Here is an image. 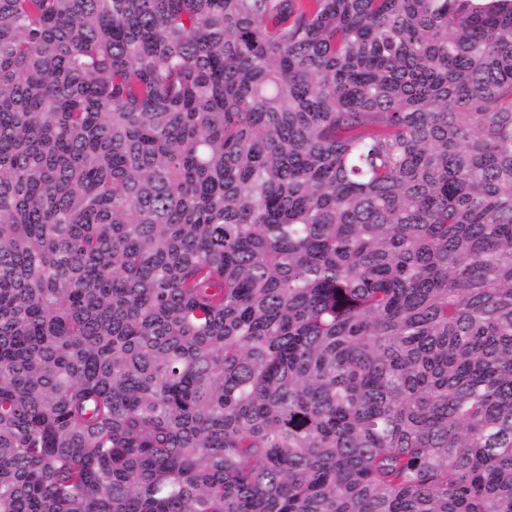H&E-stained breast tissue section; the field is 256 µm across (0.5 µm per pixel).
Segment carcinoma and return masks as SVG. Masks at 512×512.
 I'll return each mask as SVG.
<instances>
[{
  "instance_id": "obj_1",
  "label": "carcinoma",
  "mask_w": 512,
  "mask_h": 512,
  "mask_svg": "<svg viewBox=\"0 0 512 512\" xmlns=\"http://www.w3.org/2000/svg\"><path fill=\"white\" fill-rule=\"evenodd\" d=\"M0 512H512V0H0Z\"/></svg>"
}]
</instances>
